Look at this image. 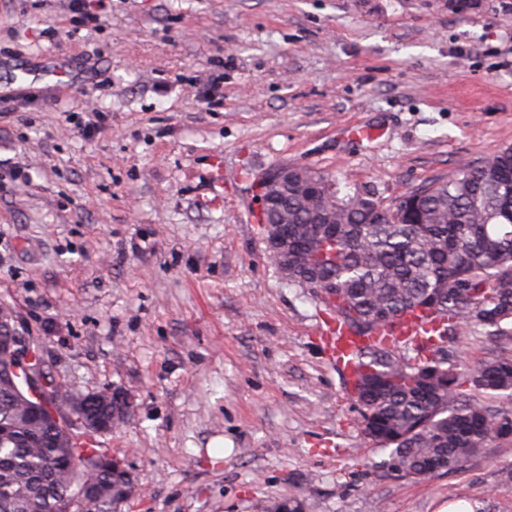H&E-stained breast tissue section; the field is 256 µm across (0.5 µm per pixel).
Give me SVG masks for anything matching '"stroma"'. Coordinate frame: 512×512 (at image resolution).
Segmentation results:
<instances>
[{"label":"stroma","instance_id":"1","mask_svg":"<svg viewBox=\"0 0 512 512\" xmlns=\"http://www.w3.org/2000/svg\"><path fill=\"white\" fill-rule=\"evenodd\" d=\"M476 2L86 0L93 27L0 0V305L62 390L131 399L95 436L135 484L119 512H512V440L384 475L255 188L295 164L389 205L512 145V0ZM94 109L109 128L87 138ZM447 349L512 358L473 332Z\"/></svg>","mask_w":512,"mask_h":512}]
</instances>
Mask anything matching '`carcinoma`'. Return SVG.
<instances>
[{"instance_id":"carcinoma-1","label":"carcinoma","mask_w":512,"mask_h":512,"mask_svg":"<svg viewBox=\"0 0 512 512\" xmlns=\"http://www.w3.org/2000/svg\"><path fill=\"white\" fill-rule=\"evenodd\" d=\"M279 206L288 213V282L317 288L329 317L364 340L345 378L363 435L388 451L382 468L415 481L484 456L491 440L512 439V412L487 400L512 396V359L468 364L442 344L470 328L512 335V147L459 166L389 206L374 190L297 167ZM419 312L433 325L407 357L385 337ZM0 358V512H63L79 492L94 512H116L134 490L126 470L78 445L53 405L15 390ZM97 427L117 426L122 405L71 393Z\"/></svg>"}]
</instances>
